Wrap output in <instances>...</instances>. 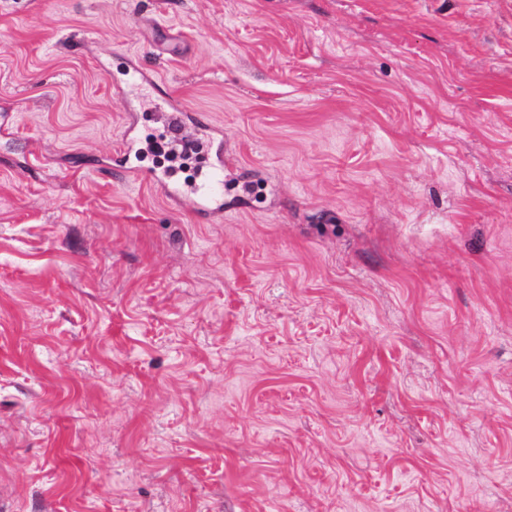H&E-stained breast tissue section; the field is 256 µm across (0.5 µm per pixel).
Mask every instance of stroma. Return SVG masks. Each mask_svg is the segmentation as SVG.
Wrapping results in <instances>:
<instances>
[{"label":"stroma","instance_id":"stroma-1","mask_svg":"<svg viewBox=\"0 0 512 512\" xmlns=\"http://www.w3.org/2000/svg\"><path fill=\"white\" fill-rule=\"evenodd\" d=\"M0 512H512V0H0ZM138 62L129 58L126 69L132 73L140 96L152 100L153 109L164 119L173 142H180L190 124L209 140L213 150V160H206V178L196 187L179 186L157 175H152V181L177 207H188L197 221H212L224 213V132L213 126L203 113L189 111L170 96L156 73L141 69Z\"/></svg>","mask_w":512,"mask_h":512}]
</instances>
